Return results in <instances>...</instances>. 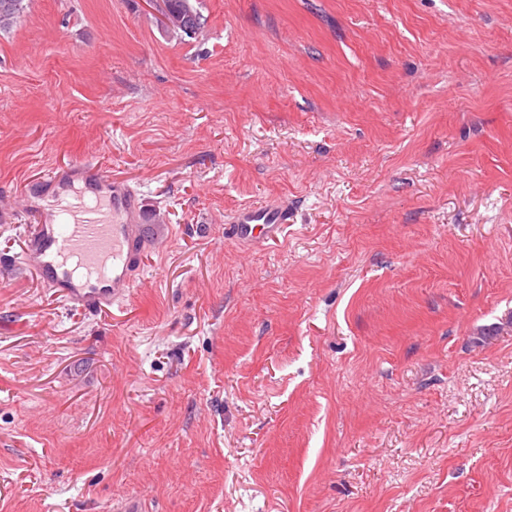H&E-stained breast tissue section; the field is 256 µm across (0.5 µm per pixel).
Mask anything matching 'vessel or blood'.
<instances>
[{"instance_id": "obj_1", "label": "vessel or blood", "mask_w": 512, "mask_h": 512, "mask_svg": "<svg viewBox=\"0 0 512 512\" xmlns=\"http://www.w3.org/2000/svg\"><path fill=\"white\" fill-rule=\"evenodd\" d=\"M20 210L33 220L20 268L67 305L93 314L120 303L143 276V258L158 249L141 195L91 160H74L28 181ZM292 221L284 201L237 211L224 227L239 244L276 242Z\"/></svg>"}]
</instances>
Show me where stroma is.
<instances>
[{
  "instance_id": "stroma-1",
  "label": "stroma",
  "mask_w": 512,
  "mask_h": 512,
  "mask_svg": "<svg viewBox=\"0 0 512 512\" xmlns=\"http://www.w3.org/2000/svg\"><path fill=\"white\" fill-rule=\"evenodd\" d=\"M200 2L0 31V206L89 159L173 231L92 316L0 214V512H512V0ZM164 5L171 11H184L185 21L184 24L187 28L194 32L192 35L186 30L178 31L180 36L193 38L206 24L207 18L201 13L199 7L196 4L200 2L196 0H162ZM195 2V5L193 4ZM292 222L288 201H269L251 205L237 211L224 225V235L239 244H252L257 240L276 242Z\"/></svg>"
}]
</instances>
